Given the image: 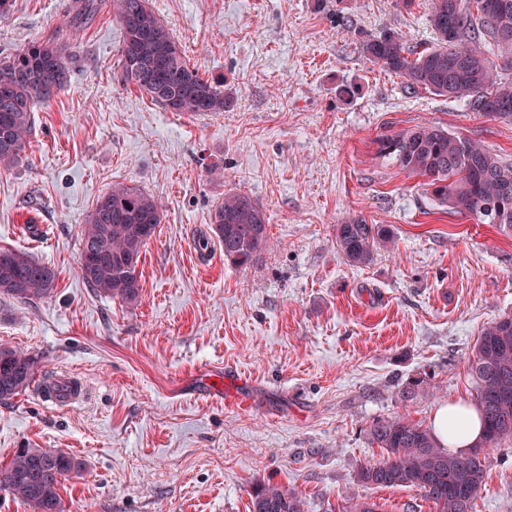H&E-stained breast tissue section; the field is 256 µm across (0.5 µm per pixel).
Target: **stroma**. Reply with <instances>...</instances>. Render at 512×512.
Returning <instances> with one entry per match:
<instances>
[{"label":"stroma","mask_w":512,"mask_h":512,"mask_svg":"<svg viewBox=\"0 0 512 512\" xmlns=\"http://www.w3.org/2000/svg\"><path fill=\"white\" fill-rule=\"evenodd\" d=\"M148 3L234 109L183 116L123 86L107 2L72 34L68 86L36 107L25 160L0 167V247L55 267L57 286L34 303L0 297V343L80 378L89 397L0 404V464L18 448L77 456L65 512H251L269 481L307 512L365 499L432 512L414 489L358 481L382 457L367 428L427 426L440 404L472 402L475 341L512 315V236L441 211L376 140L437 126L512 161V119L411 91L362 54L386 29L433 45L429 0ZM72 5L14 0L0 59L51 36ZM115 183L163 204L133 305L93 293L78 270L80 228ZM227 191L269 216V244L246 268L217 241L198 245ZM355 215L393 232L360 267L336 247ZM482 462L474 512H512V439Z\"/></svg>","instance_id":"35a3bbf8"}]
</instances>
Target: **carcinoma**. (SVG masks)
<instances>
[{
  "label": "carcinoma",
  "mask_w": 512,
  "mask_h": 512,
  "mask_svg": "<svg viewBox=\"0 0 512 512\" xmlns=\"http://www.w3.org/2000/svg\"><path fill=\"white\" fill-rule=\"evenodd\" d=\"M99 9L98 0H80L77 12L54 34L31 42L0 60V165L26 156L34 126V108L52 98L47 91L58 70L71 72V30ZM121 24L119 78L164 108L204 115L230 112L232 93L189 64L168 26L148 0H112ZM430 24L436 43L421 51L385 31L362 41V53L424 89L465 100L472 112L512 117V0H431ZM377 153L392 157L409 174L425 179V194L450 214L472 216L482 224L512 231V162L479 142L439 127L405 128L377 139ZM162 221L158 199L138 187L117 183L101 195L80 230V251L94 246L104 262L79 274L96 294L134 304L140 296L138 260ZM224 247V261L251 265L268 245V217L250 196L226 192L213 205L209 234ZM392 240L386 224L361 216L336 225V246L353 266L370 264ZM12 263H0V296L33 302L52 296L57 270L28 254L2 249ZM473 399L483 424L478 442L466 453L442 447L430 429L405 417L372 422L367 435L386 457L360 467V482L375 487H409L433 504L434 512H474L482 488L485 451L512 438V317L503 316L481 330L470 361ZM50 377L41 359L0 344V403L26 392L38 378ZM83 463L55 448H19L0 465V490L26 503L32 512H64L59 488ZM252 512H305L295 493L264 483L252 498Z\"/></svg>",
  "instance_id": "1"
}]
</instances>
